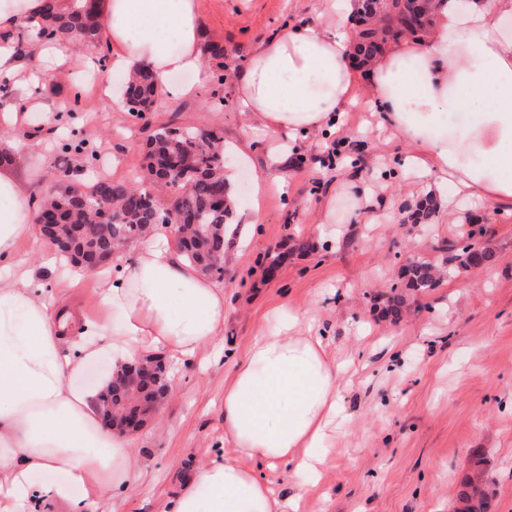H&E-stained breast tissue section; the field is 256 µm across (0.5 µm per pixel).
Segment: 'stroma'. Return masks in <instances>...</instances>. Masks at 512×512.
Wrapping results in <instances>:
<instances>
[{"label": "stroma", "instance_id": "35a3bbf8", "mask_svg": "<svg viewBox=\"0 0 512 512\" xmlns=\"http://www.w3.org/2000/svg\"><path fill=\"white\" fill-rule=\"evenodd\" d=\"M324 0H198L203 43L224 48L206 61L194 98L133 116L114 109L78 69L40 77L38 95L76 102L54 124L28 113L25 135L41 141L48 172L36 181L33 153L0 132V177L32 195L50 192L59 169L80 179L85 168L134 182L171 204L169 185L149 175L146 154L162 125L223 138L226 171L241 205L267 166L277 137L240 111L234 80L256 46L289 23H318ZM358 99L334 132L298 138L287 159L288 189L262 201V219L228 238L224 250L223 361L206 367L166 359L173 380L154 418L134 433L148 476L117 512H162L186 475L224 441V388L253 336L279 328L273 308L310 310L329 353L348 361L340 383L342 418L320 481L280 467L265 476L281 495H300L301 512H456L457 492L483 454L492 512H512V205L475 201L458 217L435 208L414 212L429 188L406 158L413 147L368 111V68L355 63ZM244 153H235V145ZM376 191L371 208L356 188ZM336 208V233L321 222ZM473 236L495 254L488 266L449 270L451 244ZM308 241V251L294 243ZM422 258L441 271L435 287L408 285L404 266ZM401 294L400 317L387 313Z\"/></svg>", "mask_w": 512, "mask_h": 512}]
</instances>
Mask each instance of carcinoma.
<instances>
[{
	"mask_svg": "<svg viewBox=\"0 0 512 512\" xmlns=\"http://www.w3.org/2000/svg\"><path fill=\"white\" fill-rule=\"evenodd\" d=\"M95 6L96 0H73V6L65 10L59 0H42L41 30L51 31L52 39L102 53L104 45L99 39ZM363 10L373 19L360 30L361 53L367 58L384 49L388 36L402 29L416 33L430 22L427 17L411 23V18L422 12L418 0H363ZM123 88L130 111L138 116L154 111L159 92L149 72L141 71L126 79ZM185 154L192 157L194 168L191 184L180 191L173 204L185 221L182 234L178 236L179 249L188 261L212 268V274L221 279L224 265L215 263V256L224 251V225L229 223L233 213L228 204L218 205L214 201L215 195L227 192L224 154L220 153L217 138L211 134L205 139L190 129L162 125L151 136L148 170L161 181L169 159ZM37 208H51L59 213L60 223L82 228V244L63 249L77 264L83 263L86 257L83 247L110 251L117 245L139 241L158 222L155 200L147 190L107 179L87 183L70 181L66 174L58 179L55 191ZM455 259L467 268H475L487 265L492 254L467 243L450 257L452 261ZM405 272L410 286L415 289L435 286V269L425 261L411 260ZM155 365L151 392L162 397L168 387V374L161 361H155ZM134 400L135 389L127 386L122 374L99 393L104 410L114 417ZM458 500L462 503L458 512L491 510V499L476 479L468 480Z\"/></svg>",
	"mask_w": 512,
	"mask_h": 512,
	"instance_id": "obj_1",
	"label": "carcinoma"
}]
</instances>
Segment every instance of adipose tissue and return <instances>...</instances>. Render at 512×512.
I'll return each instance as SVG.
<instances>
[{"instance_id": "1", "label": "adipose tissue", "mask_w": 512, "mask_h": 512, "mask_svg": "<svg viewBox=\"0 0 512 512\" xmlns=\"http://www.w3.org/2000/svg\"><path fill=\"white\" fill-rule=\"evenodd\" d=\"M41 0H0V80L15 104L0 126L15 128L20 108L46 123L63 102L36 100L38 74L76 62L121 106L111 74L149 69L160 100L194 96L206 77L197 0H100L108 66L92 53L39 37ZM358 0H326L322 24L288 25L256 49L235 78L237 102L261 127L288 141L338 124L353 101ZM512 0H434L425 34L407 35L371 58L370 108L416 151L411 165L441 188L454 209L477 199L512 204ZM25 28L34 58L12 39ZM255 181L247 225L261 220L260 197L283 191L286 153L273 148ZM35 207L17 184L0 180V512H114L144 480L127 434L104 424L100 386L123 365L162 351L191 359L224 355V288L185 261L163 228L111 266L74 269L67 290L35 271L64 264L52 247L20 253L35 239ZM98 289L104 316L88 317L69 296L84 280ZM282 328L259 333L224 390L225 449L215 450L168 500L166 512H296L256 466L316 474L339 415L342 368L322 336L305 332L298 313L279 307ZM105 367L88 384V367Z\"/></svg>"}]
</instances>
